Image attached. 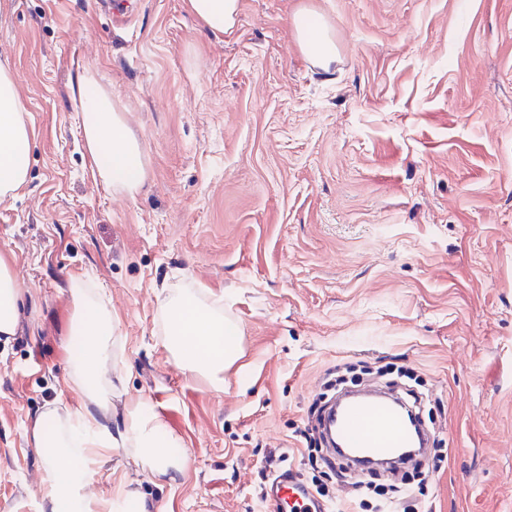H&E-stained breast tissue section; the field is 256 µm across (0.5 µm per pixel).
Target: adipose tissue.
<instances>
[{
	"mask_svg": "<svg viewBox=\"0 0 512 512\" xmlns=\"http://www.w3.org/2000/svg\"><path fill=\"white\" fill-rule=\"evenodd\" d=\"M188 6L212 33L224 34L236 25L239 0H188ZM300 46L321 70H328L336 59V43L325 21L304 26ZM89 81L88 75H81L74 89L82 111L87 114V150L105 187L116 193L136 195L147 177L143 149L129 132L110 94L86 96ZM31 135L13 71L0 62V199L15 196L28 181ZM75 298L76 320L82 327L86 353L75 364L74 371L84 393L100 400L105 391L97 371L111 355L116 323L101 299L89 296L81 288L76 289ZM20 306L21 293L13 271L8 260L0 256L1 336L13 335ZM163 320L167 345L186 369L219 381L225 367L237 356V325L190 293L169 299L163 308ZM144 408L141 401L129 404L120 437L136 449L129 459L130 465L161 471L167 464L164 425L158 418L145 415ZM47 465L48 497L56 502L60 512H71L74 504L81 501V490L91 481L92 471L61 468L55 456L48 457Z\"/></svg>",
	"mask_w": 512,
	"mask_h": 512,
	"instance_id": "adipose-tissue-1",
	"label": "adipose tissue"
}]
</instances>
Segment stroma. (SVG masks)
Listing matches in <instances>:
<instances>
[{
  "label": "stroma",
  "instance_id": "35a3bbf8",
  "mask_svg": "<svg viewBox=\"0 0 512 512\" xmlns=\"http://www.w3.org/2000/svg\"><path fill=\"white\" fill-rule=\"evenodd\" d=\"M0 0L8 61L33 125L27 186L0 200V255L23 305L0 338V512H56L34 430L144 401L177 449L166 471L100 452L92 512H269V459L308 468L297 430L336 370L402 366L441 454L415 512H512V0H239L211 33L187 0ZM321 13L330 72L297 44ZM108 92L146 157L128 198L92 171L72 90ZM117 320L99 370L73 366L77 284ZM222 301L241 356L222 384L165 343L163 305ZM366 475L327 472L353 512ZM129 497L116 501L117 488Z\"/></svg>",
  "mask_w": 512,
  "mask_h": 512
}]
</instances>
